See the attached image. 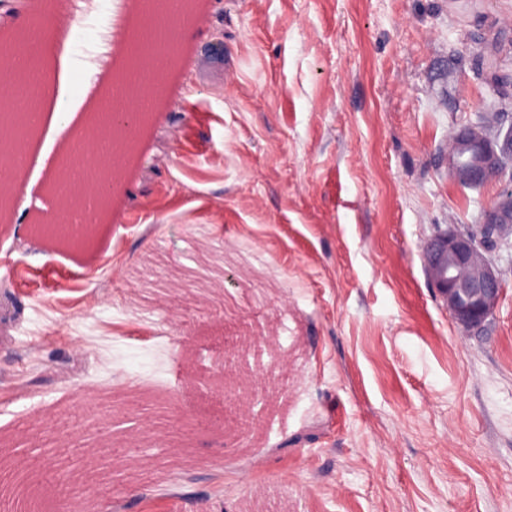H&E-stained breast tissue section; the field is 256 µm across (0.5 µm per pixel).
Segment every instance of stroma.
Returning a JSON list of instances; mask_svg holds the SVG:
<instances>
[{
  "label": "stroma",
  "instance_id": "35a3bbf8",
  "mask_svg": "<svg viewBox=\"0 0 512 512\" xmlns=\"http://www.w3.org/2000/svg\"><path fill=\"white\" fill-rule=\"evenodd\" d=\"M51 96L90 121L135 27L133 0H68ZM483 38L512 76V0H209L181 38V93L146 123L122 209L84 246L34 225L51 187L0 223V454L57 512L96 387L112 477L99 512H512V262L483 333L423 266L439 229L503 187L448 172V134L500 93L458 56ZM97 79L80 97L81 67ZM208 257L230 281L181 319L131 313L150 268ZM95 312L92 335L75 320ZM223 372L236 406L209 393Z\"/></svg>",
  "mask_w": 512,
  "mask_h": 512
}]
</instances>
